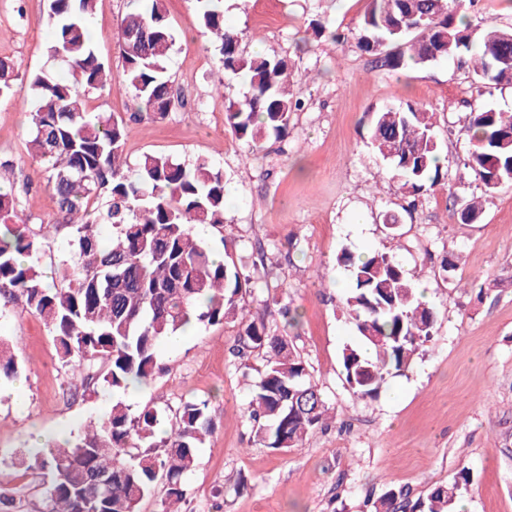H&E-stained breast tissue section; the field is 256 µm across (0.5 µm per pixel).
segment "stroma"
Here are the masks:
<instances>
[{"instance_id": "obj_1", "label": "stroma", "mask_w": 512, "mask_h": 512, "mask_svg": "<svg viewBox=\"0 0 512 512\" xmlns=\"http://www.w3.org/2000/svg\"><path fill=\"white\" fill-rule=\"evenodd\" d=\"M127 7L128 0H97L91 20L95 49L116 75L122 62L114 36ZM165 8L175 35L168 73L180 94L165 119L132 125L127 159L152 152L190 163L202 156L222 169L234 199L222 232L208 234L207 244L219 252L229 241L241 253L264 244L268 275L251 284L245 303L253 317L285 330L336 409L335 422L301 447L255 444L246 414L262 355L252 352L245 369L234 360L237 326H199L178 342H160L166 372L126 403L174 406L201 397L216 422L186 478L183 512H365L368 495L403 487L423 498L464 468L472 483L450 512H512V185L488 193L465 174L469 144L456 134L474 108L512 112V88L478 95L466 70L445 60L376 67L357 44L367 0H224V20L241 30L244 56L278 55L305 77L303 108L287 139L252 152L224 123L226 104L247 86L235 78L222 94L213 92L220 62L197 21L196 0H165ZM51 41L47 0H0V57L25 72L13 96L0 101V158L12 162L15 187H28L22 204L36 221L51 219L56 204L27 148L36 101L26 75L54 68ZM407 102L434 113L448 166L444 188L420 196L409 214L367 132L369 112ZM474 198L482 203L479 222L457 223L453 206ZM388 213L400 217L397 258L424 285L435 334L408 371L362 399L342 374V351L358 337L342 304L348 273L336 258L344 250H387ZM445 256L454 262L447 272ZM271 293L295 311L296 323L266 311ZM0 337L19 366L16 378L0 381V488L14 491L16 512H44L41 480L17 465L18 456L36 438H75L107 414L112 393L64 397L65 370L34 314L1 313Z\"/></svg>"}]
</instances>
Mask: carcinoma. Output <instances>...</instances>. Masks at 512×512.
Here are the masks:
<instances>
[{
	"instance_id": "1",
	"label": "carcinoma",
	"mask_w": 512,
	"mask_h": 512,
	"mask_svg": "<svg viewBox=\"0 0 512 512\" xmlns=\"http://www.w3.org/2000/svg\"><path fill=\"white\" fill-rule=\"evenodd\" d=\"M95 0H48L54 25L51 58L71 74L59 80L45 70L29 76L37 100L28 145L47 173L57 211L32 223L19 209L13 187H0V310L21 307L47 328L67 371L72 399L112 391L106 417L91 422L77 439L50 443L23 464L43 479L48 512H140L156 484L165 488L161 512H180L184 477L196 466V448L213 432L206 399L171 407L134 410L122 399L134 382L160 369L159 341L185 326L234 323V357L262 354L251 384L248 418L255 441L267 448H295L336 413L311 380L307 363L288 337L250 316L242 304L250 271L264 264L260 249L241 255L224 245L218 257L196 226L221 229L225 187L220 168L207 158L192 163L145 152L127 164L130 125L164 119L173 96L166 63L174 35L162 0H129L119 25V83L134 100L128 117L88 109L89 95L112 87L110 69L98 57L89 30ZM198 23L213 35L221 71L218 84L243 77V98L230 100L224 120L248 148L281 141L301 109V82L275 54L245 58L241 35L224 24L223 0H197ZM465 0H369L358 46L390 70L447 59L465 68L477 91L512 85L497 66L512 58V29L494 25L471 53ZM16 63L0 58V99L13 95ZM370 144L385 162L410 205L444 179L432 114L412 104L385 105L368 113ZM460 134L469 143L463 169L491 193L512 182V112L474 108ZM477 202L453 212L460 224L479 220ZM66 231L68 252L48 283L36 261L51 234ZM352 288L344 307L355 322L359 345L343 349L345 381L357 396L377 393L387 375L410 368L435 332V315L417 297L411 279L391 250L337 257ZM0 340V378L18 366ZM469 481L467 470L426 499L388 489L366 503V512H449Z\"/></svg>"
}]
</instances>
